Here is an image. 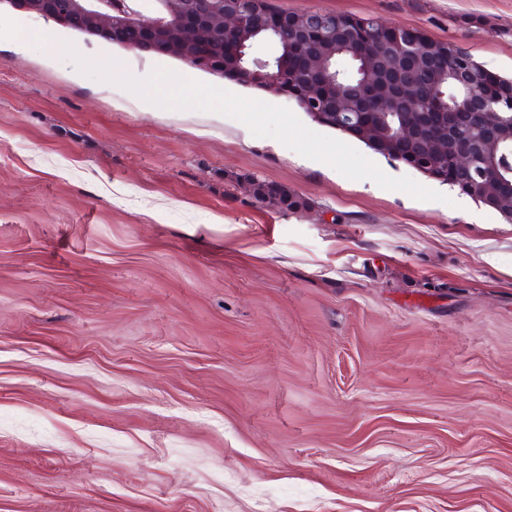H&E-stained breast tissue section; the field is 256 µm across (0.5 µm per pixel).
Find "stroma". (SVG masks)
<instances>
[{
  "label": "stroma",
  "mask_w": 512,
  "mask_h": 512,
  "mask_svg": "<svg viewBox=\"0 0 512 512\" xmlns=\"http://www.w3.org/2000/svg\"><path fill=\"white\" fill-rule=\"evenodd\" d=\"M271 2L512 75V0ZM0 512H512V222L1 7ZM253 193L259 203L283 211L299 210L306 205L302 198L274 183L259 181L254 185Z\"/></svg>",
  "instance_id": "obj_1"
}]
</instances>
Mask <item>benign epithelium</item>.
<instances>
[{"label": "benign epithelium", "instance_id": "benign-epithelium-1", "mask_svg": "<svg viewBox=\"0 0 512 512\" xmlns=\"http://www.w3.org/2000/svg\"><path fill=\"white\" fill-rule=\"evenodd\" d=\"M154 15L124 7L115 0H0L12 9L43 16L59 25L96 36L108 33L130 49L164 56H182L199 68L210 66L202 50L215 43L224 46V59L243 79L259 78L282 93L304 90L305 100L334 98L339 79L335 43L317 37L315 19L309 13L283 14L279 22H269L263 2L244 16L234 0H156ZM248 27L266 41H288L297 47L289 66L269 57L246 51L239 39ZM456 55L453 48L443 50L414 38L397 41L384 48L379 44L353 47V58L360 62L358 72L359 113L365 126L380 124L388 109L432 92L440 70ZM462 128L482 132L489 142L512 141V123L503 126L487 103L485 94L472 92L451 103H439L431 111H410L401 125L391 131L389 151L396 159L421 153L424 161L446 157L453 165L454 182L474 198L497 201L500 213L512 220V189L475 171L471 141L452 143Z\"/></svg>", "mask_w": 512, "mask_h": 512}]
</instances>
